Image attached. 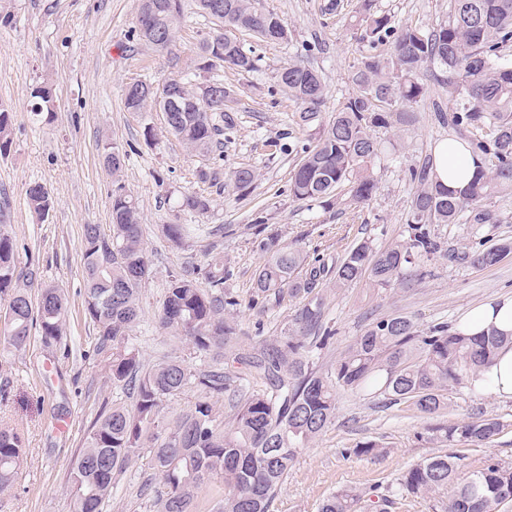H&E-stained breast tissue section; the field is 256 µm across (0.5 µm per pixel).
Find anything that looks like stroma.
I'll list each match as a JSON object with an SVG mask.
<instances>
[{"instance_id": "stroma-1", "label": "stroma", "mask_w": 512, "mask_h": 512, "mask_svg": "<svg viewBox=\"0 0 512 512\" xmlns=\"http://www.w3.org/2000/svg\"><path fill=\"white\" fill-rule=\"evenodd\" d=\"M329 0H255L259 10L276 13L288 28L287 41L266 43L238 32L256 64L252 71L220 66L209 76L237 93L239 123L223 145L224 157L191 154L166 129L159 110L131 112L125 89L133 82L154 88L172 77L194 76L197 47L211 30L194 0H183V16L167 49L158 50L133 35L139 0H0V104L13 114V143L0 157V231L14 240L19 266L30 294L42 285L60 288L68 312L60 343L43 345L32 338L23 347L0 342V427L20 435L27 462L14 487L0 494V512H71L69 471L95 419L135 397L112 382L106 361L93 353L96 331L84 312L85 279L82 240L85 225L108 228L112 191L123 185L139 206L150 274L140 287L142 317L127 342L145 367L180 357L195 368L212 366L192 342L161 327L169 282L189 264L223 259L232 275L225 296L236 305L225 309L235 335L220 364L232 392L212 398L221 420L233 413L231 396L243 397L266 388L263 375L244 357L275 342L290 325L306 298L257 296L253 276L263 257L252 246L251 220L264 213L285 243L302 247L309 258L334 265L356 244L366 241L382 249L408 235L413 189L409 168L433 158L444 140L456 138L443 125L433 102L440 89L432 77L413 119L399 129H381L375 137L385 150L372 163L377 189L371 200L354 202L348 184L335 191L332 204L298 201L288 183L300 160V147L310 136L296 123L297 105L279 93L276 76L288 61L316 69L325 85L324 114L357 87L364 30L353 17L360 0H341L328 11ZM451 0H374L376 13L393 26L423 29L448 18ZM51 85L54 110L50 121L33 116L30 92L39 83ZM125 154L120 180L103 163L105 143ZM215 167L221 179L239 167L253 168L257 179L249 194L200 181L199 169ZM41 184L51 200L46 218H39L26 191ZM210 201L208 212L183 210V195ZM495 224H437L433 231L442 251L425 262L426 273L409 284L390 288L361 279L346 288L324 285L325 325L333 335L319 348L314 362L329 370L357 336L376 319L410 318L417 330L445 323L455 325L469 309L495 294H512V254L490 267L465 262L464 252L476 244L491 247L512 242V197L494 199ZM166 224L188 225L183 245L163 234ZM483 415L507 422L490 442L467 447L473 469L494 460L512 465V399L476 395L466 386L448 393L440 414L424 416L413 405L383 406L368 390L336 391V417L298 455L270 512H319L332 492L361 493L367 512H379L390 484L412 465L435 455L451 454L447 443L429 429ZM375 441L376 454L356 457L357 443ZM159 479L148 449H139L119 475L103 512H155Z\"/></svg>"}]
</instances>
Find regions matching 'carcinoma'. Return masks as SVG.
I'll return each mask as SVG.
<instances>
[{
	"mask_svg": "<svg viewBox=\"0 0 512 512\" xmlns=\"http://www.w3.org/2000/svg\"><path fill=\"white\" fill-rule=\"evenodd\" d=\"M198 13L217 22L198 48L196 69L208 72L227 65L240 71L254 69L255 60L231 29L248 31L267 42L288 37L281 18L255 8L253 0H195ZM182 17V0H140L134 32L158 49L168 47ZM355 21L364 28L367 49L361 52L353 75L357 92L336 103L329 121L322 117L325 99L320 75L295 61L281 67L277 82L298 105L297 124L312 132L313 143L301 148L289 192L296 200L329 202L336 188L350 185L352 200L371 199L376 180L369 165L381 151L373 136L376 128L407 123L408 107L427 93L424 73L429 72L448 101V125L459 134L474 130L467 140L482 165L463 189H450L433 177L425 163L409 169L413 185L407 220L408 238L384 250L367 242L352 248L332 270L307 261L301 247L284 244L268 231L265 217L255 218L253 246L265 257L254 272L255 292L261 296L285 293L310 296L284 329L280 339L262 350L256 366L264 370L270 391L248 396L236 405L233 428L224 432L207 401H198L194 412L160 427L164 403L194 385L209 394L228 390L224 373L190 367L178 358L144 368L139 352L125 343L128 332L141 318L138 290L149 274L140 211L122 186L112 191L110 229L104 233L87 224L83 233V272L86 280L85 314L96 329L94 350L107 356L112 383L137 391L134 408L114 406L101 413L88 432L70 479L73 512H103L117 473L126 469L138 449L149 445L154 469L163 483L155 500L157 512H194L198 491L212 480L224 482V500L216 512H269L298 454L332 421L336 388L371 387L395 402L411 403L424 415H435L447 406L445 392L488 367L499 348L512 339L492 329L476 338L437 324L419 332L403 316L380 319L356 338L327 373L314 368L316 330L322 329L323 301L313 295L329 273L336 285L345 286L370 272L374 284L386 288L423 274L422 265L441 251V241L431 224H496L498 214L488 202L512 195V62L500 56L512 41V0H451L448 21L428 30L406 26L393 31L390 18L372 11L371 0H362ZM391 35L390 52L375 53L382 38ZM175 102L125 94L130 111L154 106L164 112L168 132L192 153L210 154L221 144L224 131L237 126L238 116L228 102L236 92L224 88V103L217 106L203 85L183 78L174 83ZM33 112H53L50 87L34 86ZM12 145V112L0 105V155ZM104 165L113 177L123 170L124 155L112 143L104 146ZM257 178L251 168H238L230 186L247 191ZM34 211L47 215L51 208L44 187L27 189ZM181 207L205 213L210 201L188 194ZM512 252V243L495 248H473L470 263L492 266ZM212 291L198 288L199 276ZM230 269L214 259L205 268L193 267L169 285L160 323L189 338L199 355L218 353L233 335L224 321V307L236 306L224 297V279ZM11 237L0 232V295L9 297L0 315V335L10 345H26L37 332L46 345L58 342L67 315L64 294L53 285L41 288L32 304L21 283ZM508 424L496 418L472 417L453 424H439L433 435L450 446L485 443ZM26 458L21 437L0 428V494L15 483ZM464 455L431 456L403 472L382 499L411 494H431L439 512H502L512 502V465L490 461L476 470H465ZM320 512H360V495L351 489L328 497Z\"/></svg>",
	"mask_w": 512,
	"mask_h": 512,
	"instance_id": "obj_1",
	"label": "carcinoma"
}]
</instances>
